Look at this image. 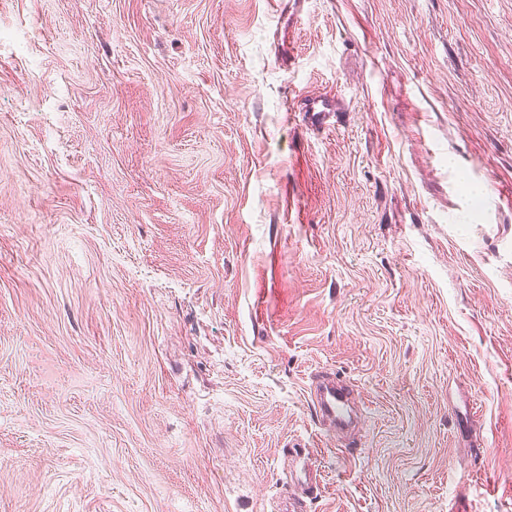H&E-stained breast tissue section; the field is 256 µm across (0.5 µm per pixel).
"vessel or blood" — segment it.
Returning a JSON list of instances; mask_svg holds the SVG:
<instances>
[{"instance_id":"1","label":"vessel or blood","mask_w":512,"mask_h":512,"mask_svg":"<svg viewBox=\"0 0 512 512\" xmlns=\"http://www.w3.org/2000/svg\"><path fill=\"white\" fill-rule=\"evenodd\" d=\"M309 400L317 412L322 432L330 437L344 433L353 415L350 393L334 373L317 376L309 387Z\"/></svg>"}]
</instances>
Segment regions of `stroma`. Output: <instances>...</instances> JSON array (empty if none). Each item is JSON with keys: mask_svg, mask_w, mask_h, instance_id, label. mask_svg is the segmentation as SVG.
I'll return each mask as SVG.
<instances>
[{"mask_svg": "<svg viewBox=\"0 0 512 512\" xmlns=\"http://www.w3.org/2000/svg\"><path fill=\"white\" fill-rule=\"evenodd\" d=\"M305 464L299 512H512V0H0V512ZM308 397L325 436L336 437V434L344 433L353 415L344 380L336 373L319 375L309 386Z\"/></svg>", "mask_w": 512, "mask_h": 512, "instance_id": "stroma-1", "label": "stroma"}]
</instances>
